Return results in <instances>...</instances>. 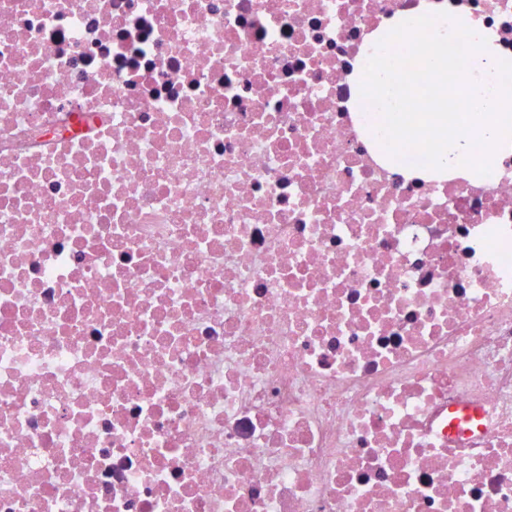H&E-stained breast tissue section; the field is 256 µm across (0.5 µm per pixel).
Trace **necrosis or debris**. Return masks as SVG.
Wrapping results in <instances>:
<instances>
[{"label": "necrosis or debris", "instance_id": "necrosis-or-debris-1", "mask_svg": "<svg viewBox=\"0 0 512 512\" xmlns=\"http://www.w3.org/2000/svg\"><path fill=\"white\" fill-rule=\"evenodd\" d=\"M425 2L0 0V512H512V156L352 104Z\"/></svg>", "mask_w": 512, "mask_h": 512}]
</instances>
